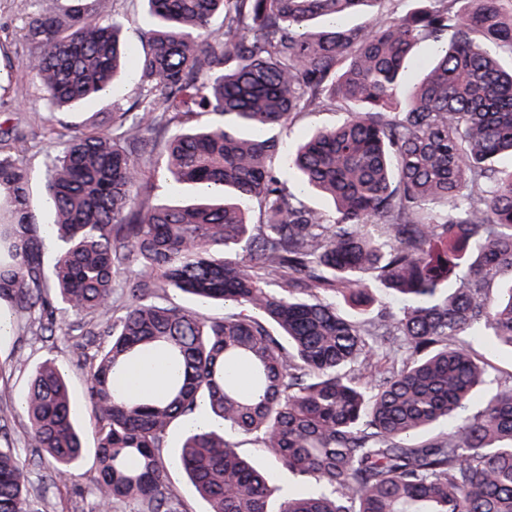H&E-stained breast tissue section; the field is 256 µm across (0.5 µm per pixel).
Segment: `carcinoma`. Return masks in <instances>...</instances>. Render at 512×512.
Listing matches in <instances>:
<instances>
[{
	"label": "carcinoma",
	"instance_id": "obj_1",
	"mask_svg": "<svg viewBox=\"0 0 512 512\" xmlns=\"http://www.w3.org/2000/svg\"><path fill=\"white\" fill-rule=\"evenodd\" d=\"M144 2L141 52L98 0L28 16L25 67L59 146L44 186L53 223L31 209L20 159L38 132L0 131V300L47 341L58 310L78 317L68 334L81 339L100 510L180 512L167 434L203 414L214 426L189 429L175 457L209 512H512V374L492 379L472 345L512 352L505 0ZM365 7L363 25H342ZM423 41L437 54L403 98ZM130 66L129 107L103 123L58 117ZM336 110L341 125L291 152L270 134ZM153 139L170 185L216 195L154 200ZM293 180L333 211L311 208ZM169 288L231 309L218 319L164 303ZM376 289L402 306L368 309ZM119 290L129 304L111 321ZM156 348L176 369L164 396L120 390L118 375ZM23 403L32 464L73 481L86 448L52 361ZM238 437L309 489L272 486ZM30 497L26 463L0 435V512H30Z\"/></svg>",
	"mask_w": 512,
	"mask_h": 512
}]
</instances>
